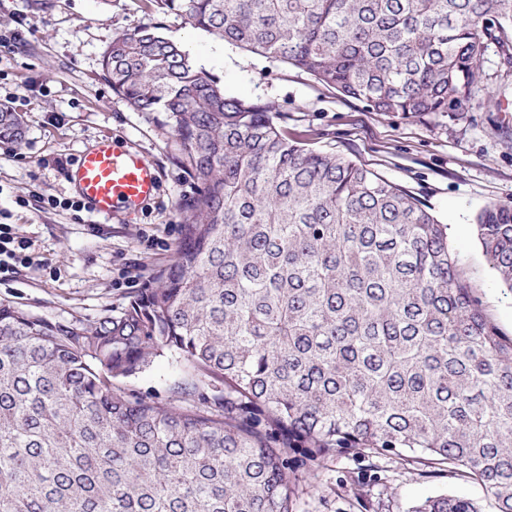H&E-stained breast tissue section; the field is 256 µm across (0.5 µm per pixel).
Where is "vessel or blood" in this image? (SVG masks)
Here are the masks:
<instances>
[{"label":"vessel or blood","mask_w":512,"mask_h":512,"mask_svg":"<svg viewBox=\"0 0 512 512\" xmlns=\"http://www.w3.org/2000/svg\"><path fill=\"white\" fill-rule=\"evenodd\" d=\"M70 174L92 213L122 220L151 201L161 181L158 168L138 150L110 137L82 152Z\"/></svg>","instance_id":"vessel-or-blood-1"}]
</instances>
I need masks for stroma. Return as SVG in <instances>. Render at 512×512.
I'll return each instance as SVG.
<instances>
[{"mask_svg": "<svg viewBox=\"0 0 512 512\" xmlns=\"http://www.w3.org/2000/svg\"><path fill=\"white\" fill-rule=\"evenodd\" d=\"M145 25L158 26L219 77L226 95L273 104L290 138L362 164L428 206L448 226V247L473 298L512 336V289L496 278L474 223L484 206L512 204V67L495 50L481 59L475 98L459 119H403L368 111L305 72L224 43L183 13L150 9L145 0H0V34H23L0 47V104L25 127L22 145L0 141V224L30 241L33 258L31 266L0 274V301L50 320L92 321L107 310L120 313L172 263L192 183L174 162L172 134L117 96L101 68L115 33ZM108 135L161 173L156 198L133 220L17 205L34 194L75 198L67 168L55 159L77 158ZM180 377L165 354L124 388L165 403ZM440 494L483 497L479 487L445 473L421 478L394 462L377 473L368 460L344 455L303 474L294 512H360V495L369 512H411Z\"/></svg>", "mask_w": 512, "mask_h": 512, "instance_id": "35a3bbf8", "label": "stroma"}]
</instances>
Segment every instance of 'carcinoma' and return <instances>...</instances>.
I'll use <instances>...</instances> for the list:
<instances>
[{
    "instance_id": "1",
    "label": "carcinoma",
    "mask_w": 512,
    "mask_h": 512,
    "mask_svg": "<svg viewBox=\"0 0 512 512\" xmlns=\"http://www.w3.org/2000/svg\"><path fill=\"white\" fill-rule=\"evenodd\" d=\"M148 2L403 118L466 111L490 45L512 63V0ZM102 68L163 114L189 215L158 285L118 316L0 302V512H293L300 475L345 454L446 470L512 512V337L460 279L448 225L289 140L272 105L226 95L155 27L116 34ZM22 139L0 110V140ZM476 224L512 289V205ZM166 352L186 370L170 402L114 391Z\"/></svg>"
}]
</instances>
